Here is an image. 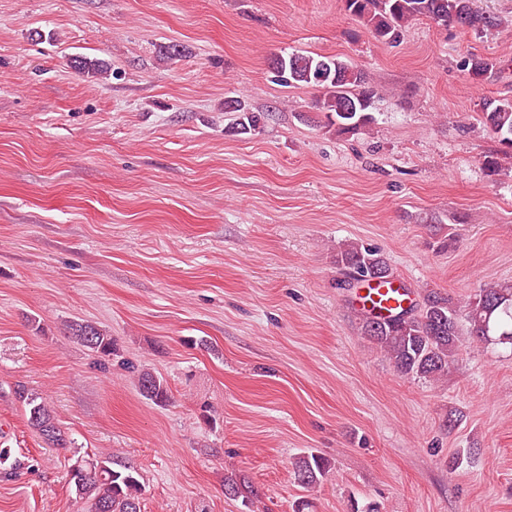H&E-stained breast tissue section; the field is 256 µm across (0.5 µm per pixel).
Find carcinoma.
I'll return each instance as SVG.
<instances>
[{
	"instance_id": "cac0c4a2",
	"label": "carcinoma",
	"mask_w": 512,
	"mask_h": 512,
	"mask_svg": "<svg viewBox=\"0 0 512 512\" xmlns=\"http://www.w3.org/2000/svg\"><path fill=\"white\" fill-rule=\"evenodd\" d=\"M350 14L361 20L373 36L387 43L400 41L403 30L412 21L427 19L439 26H457L479 36L491 35L501 19L480 8L476 0H344ZM72 66L83 73L98 75L106 71L98 59L76 57ZM274 81L283 86H306L321 90L320 109L329 124L343 133H353L374 121L371 112L376 90L366 73L337 57L289 53L269 63ZM472 79L480 83L500 69L498 63L472 56L464 61ZM224 111L237 113V129L251 133L267 119L265 112L253 111L240 100L224 102ZM481 122L502 149L485 157L486 169L497 174L501 157L512 159V97H487L480 103ZM336 265L349 271L356 281H371L390 272L383 256L357 244L336 249ZM361 332L384 352L397 372L406 377L438 381L455 364L462 338L489 342L496 336L512 343V286H489L464 303L436 292L408 312L389 318L359 314ZM71 338L86 347L96 358V366L106 369L115 360L136 382L140 395L157 406L170 400L166 380L148 368L121 358L115 340L105 329L89 321L67 325ZM16 394L28 408V424L43 441L65 447V433L38 394L19 385ZM92 474L71 482L81 512H141L144 491L139 469L114 455L79 457ZM328 459L313 453L294 462V474L305 488L321 484L329 472ZM224 493L241 500L246 512H254L257 491L242 477H224Z\"/></svg>"
}]
</instances>
